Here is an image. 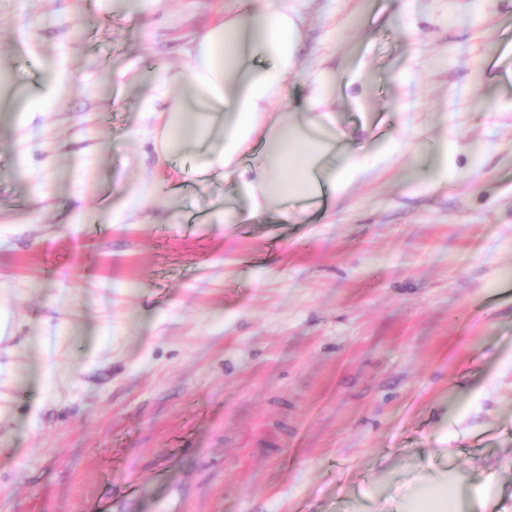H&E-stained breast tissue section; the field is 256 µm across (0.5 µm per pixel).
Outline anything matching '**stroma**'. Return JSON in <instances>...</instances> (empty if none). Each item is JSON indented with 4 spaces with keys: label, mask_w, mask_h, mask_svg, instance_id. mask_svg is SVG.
I'll use <instances>...</instances> for the list:
<instances>
[{
    "label": "stroma",
    "mask_w": 512,
    "mask_h": 512,
    "mask_svg": "<svg viewBox=\"0 0 512 512\" xmlns=\"http://www.w3.org/2000/svg\"><path fill=\"white\" fill-rule=\"evenodd\" d=\"M236 6L0 0V512H399L477 462L512 503V0H303L287 105L323 72L374 164L248 221L145 118ZM168 189H169V187L166 185L165 182H159V183H155V184H151V185L141 186L138 191V205L135 207V209H130L127 212L117 213L114 216L112 215L113 223H114V221H116L115 223L117 224L118 221L130 219L134 215V213L137 210L141 209L142 206L147 201H149L156 195L167 191Z\"/></svg>",
    "instance_id": "1"
}]
</instances>
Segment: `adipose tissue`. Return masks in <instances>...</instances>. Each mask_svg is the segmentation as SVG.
Segmentation results:
<instances>
[{"mask_svg": "<svg viewBox=\"0 0 512 512\" xmlns=\"http://www.w3.org/2000/svg\"><path fill=\"white\" fill-rule=\"evenodd\" d=\"M302 25L295 0H246L186 48L182 70L171 77L180 92L162 113L160 159L203 149V168L234 175L255 214L273 201L335 193L362 177L365 163L339 152L342 133L318 113L322 76L308 81L302 115L269 114L287 96ZM256 141L262 151L253 166L243 156Z\"/></svg>", "mask_w": 512, "mask_h": 512, "instance_id": "ef3b65f1", "label": "adipose tissue"}]
</instances>
